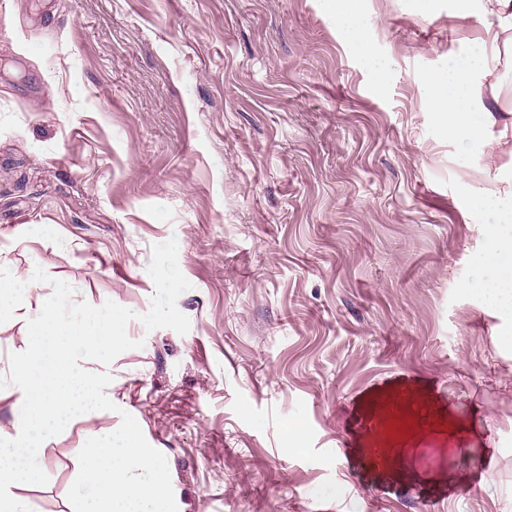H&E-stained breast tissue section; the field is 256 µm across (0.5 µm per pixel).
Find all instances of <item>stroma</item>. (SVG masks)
I'll return each mask as SVG.
<instances>
[{
	"instance_id": "stroma-1",
	"label": "stroma",
	"mask_w": 512,
	"mask_h": 512,
	"mask_svg": "<svg viewBox=\"0 0 512 512\" xmlns=\"http://www.w3.org/2000/svg\"><path fill=\"white\" fill-rule=\"evenodd\" d=\"M458 0H0V266L135 312L115 408L42 445L32 512H73L85 441L131 414L178 512H512V316L475 207L512 188V53L449 137L423 79L474 37ZM178 243L186 334L146 330ZM492 473L493 482L483 480ZM335 14L336 26L342 31L345 40L357 53L365 57L371 64L380 70H385L386 63L378 60L367 38L361 0H331Z\"/></svg>"
}]
</instances>
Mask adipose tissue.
<instances>
[{
    "mask_svg": "<svg viewBox=\"0 0 512 512\" xmlns=\"http://www.w3.org/2000/svg\"><path fill=\"white\" fill-rule=\"evenodd\" d=\"M332 9L336 25L350 46L366 59H373L361 0H336ZM475 12L485 19L480 37L473 45L451 53L447 70L428 72L424 89L438 104L449 136L480 141L492 151L500 141L490 133L495 119L480 98V81L487 74L488 56L500 52L503 35L512 31V0H475L474 7H463L458 17L466 20ZM479 204L497 214L494 223L484 229L487 247L482 263L493 274L486 296L500 311L512 315V191L490 189Z\"/></svg>",
    "mask_w": 512,
    "mask_h": 512,
    "instance_id": "obj_1",
    "label": "adipose tissue"
}]
</instances>
